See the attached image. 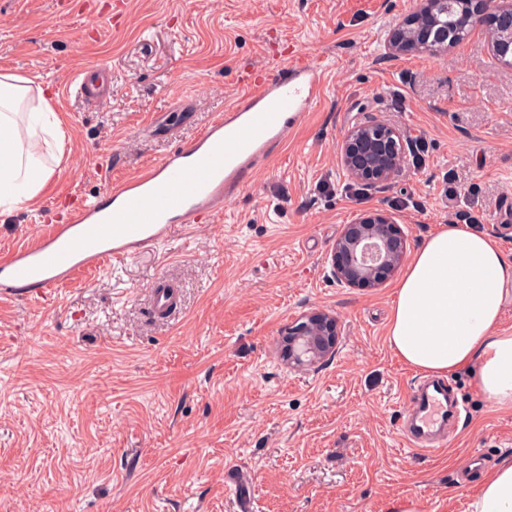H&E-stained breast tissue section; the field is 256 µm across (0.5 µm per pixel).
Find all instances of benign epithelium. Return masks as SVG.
Masks as SVG:
<instances>
[{"instance_id":"benign-epithelium-1","label":"benign epithelium","mask_w":512,"mask_h":512,"mask_svg":"<svg viewBox=\"0 0 512 512\" xmlns=\"http://www.w3.org/2000/svg\"><path fill=\"white\" fill-rule=\"evenodd\" d=\"M462 22L469 29L489 27L492 54H512V0H462ZM448 10L445 0H419L418 9L386 38L390 56L421 52L438 54L448 50L445 33ZM402 135L384 122L375 121L348 130L341 141V164L352 180L365 185L385 184L402 171ZM406 240L401 225L390 215L364 213L345 226L331 254V274L350 288H378L389 280L404 258ZM288 366L305 370L331 356L336 350V319L324 313L312 315L288 327Z\"/></svg>"}]
</instances>
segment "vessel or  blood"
Returning <instances> with one entry per match:
<instances>
[{"mask_svg":"<svg viewBox=\"0 0 512 512\" xmlns=\"http://www.w3.org/2000/svg\"><path fill=\"white\" fill-rule=\"evenodd\" d=\"M103 64L80 72L82 97H97ZM243 99L215 117L193 140L122 181L106 182L99 195L51 224L28 245L0 254V294L43 296L91 269L132 256L168 236L170 225L193 224L222 212L252 181L261 164L318 102L323 70L295 62L273 75L244 80ZM465 406L452 382L434 380L418 393L402 434L409 449L445 447L449 423Z\"/></svg>","mask_w":512,"mask_h":512,"instance_id":"1","label":"vessel or blood"}]
</instances>
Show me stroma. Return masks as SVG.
Wrapping results in <instances>:
<instances>
[{
  "instance_id": "35a3bbf8",
  "label": "stroma",
  "mask_w": 512,
  "mask_h": 512,
  "mask_svg": "<svg viewBox=\"0 0 512 512\" xmlns=\"http://www.w3.org/2000/svg\"><path fill=\"white\" fill-rule=\"evenodd\" d=\"M416 0H0V71L65 93L63 158L41 196L0 221V252L193 138L240 97L241 77L322 63L318 104L223 212L45 297L0 296V512H468L458 471L512 455V411L469 372V404L435 455L398 419L422 373L387 339L396 280L346 288L328 259L346 224L383 210L408 251L448 224L512 255V65L483 29L438 55L390 58ZM111 73L92 103L67 88ZM193 111L174 114L177 98ZM373 120L410 151L376 188L349 179L340 144ZM178 303L158 313L156 291ZM334 315L335 354L283 361L288 325Z\"/></svg>"
}]
</instances>
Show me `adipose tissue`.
<instances>
[{"label":"adipose tissue","mask_w":512,"mask_h":512,"mask_svg":"<svg viewBox=\"0 0 512 512\" xmlns=\"http://www.w3.org/2000/svg\"><path fill=\"white\" fill-rule=\"evenodd\" d=\"M50 87L0 72V215L41 194L54 169L38 134L62 143ZM512 302V256L486 232L451 224L427 237L400 279L388 330L391 348L429 376L473 371L493 406L512 409V333L500 331ZM469 512H512V458L484 473Z\"/></svg>","instance_id":"1"}]
</instances>
